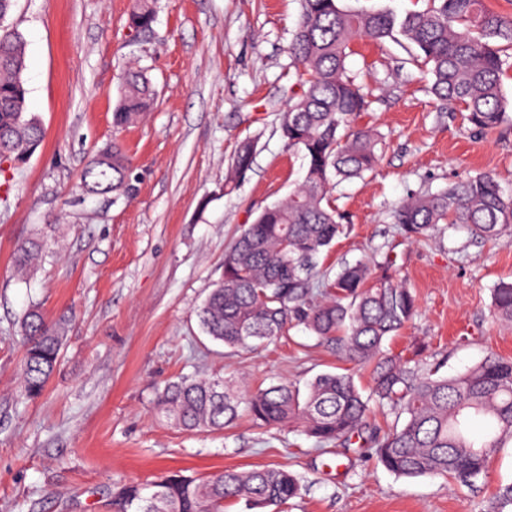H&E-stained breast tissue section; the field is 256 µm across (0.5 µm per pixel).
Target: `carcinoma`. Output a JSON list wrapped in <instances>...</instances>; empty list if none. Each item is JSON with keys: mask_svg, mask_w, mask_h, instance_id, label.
Returning a JSON list of instances; mask_svg holds the SVG:
<instances>
[{"mask_svg": "<svg viewBox=\"0 0 512 512\" xmlns=\"http://www.w3.org/2000/svg\"><path fill=\"white\" fill-rule=\"evenodd\" d=\"M430 9L399 15L388 8L360 11L339 0H302V13L290 52L301 65L298 91L280 118V135L302 153L304 180L283 201L259 212L224 251V276L197 311L202 331L235 351H250L302 325L340 359L369 372V392L350 374L325 372L300 389L279 382L242 391L226 379L180 377L156 393L160 413L183 431L221 430L248 415L260 426L302 425L322 444L349 443L367 428L370 405L392 417L388 432L372 433L378 461L397 477L446 476L471 486L486 475L491 457L512 441V359L490 355L464 372L440 374L443 364L383 353V343L417 313L409 288L394 280L389 255L380 261L347 264L337 274L319 266L342 232L343 215L332 193L343 181L362 179L379 160L381 136L356 128L368 111L369 91L348 75L352 42L402 38L415 49L410 63L431 74L430 92L464 111L472 129L491 132L512 121L503 78L512 50V18L500 16L484 0H432ZM15 0H0V152L19 162L35 152L43 129L28 112L23 80L26 47L22 34L6 24ZM153 0H134L128 28L152 29ZM157 91L141 68L124 76L112 112L116 128L127 127L150 111ZM253 146L236 152L233 176L250 170ZM81 190L95 195L130 190V162L117 144L93 155ZM400 234L429 237L441 225L461 227L487 241L512 237V196L490 175L468 177L448 189L408 198L393 211ZM36 245L20 243L15 266L32 263ZM493 312L512 323V282L494 288ZM25 356L21 386L40 396L59 362L62 336L37 308L21 321ZM486 425L484 438L470 436L474 419ZM298 477L283 468L222 470L196 479L162 476L146 484L122 485L120 512H225L244 504L248 512L282 508L300 495Z\"/></svg>", "mask_w": 512, "mask_h": 512, "instance_id": "obj_1", "label": "carcinoma"}]
</instances>
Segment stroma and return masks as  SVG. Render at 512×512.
<instances>
[{
	"mask_svg": "<svg viewBox=\"0 0 512 512\" xmlns=\"http://www.w3.org/2000/svg\"><path fill=\"white\" fill-rule=\"evenodd\" d=\"M150 33L127 26L133 0H17L8 24L26 41L28 110L44 140L0 184V512H114L112 494L164 472L198 478L233 468L288 469L303 489L288 512H494L512 484V442L486 477L460 488L442 477L399 478L373 449L318 446L303 428L240 417L185 432L158 413L157 388L181 376L232 378L250 388L305 384L348 364L304 327L246 353L205 336L196 311L221 280L224 250L306 173L279 134L294 63L300 0H154ZM406 43L355 41L348 71L373 90L361 124L385 138L365 179L332 196L347 229L325 265L390 253L418 312L384 348L444 361L445 375L489 354L512 358V324L492 313L512 280V244L465 230L408 239L392 211L407 196L489 174L512 195V123L473 132L456 106L428 93ZM149 70L157 101L123 129L112 110L130 63ZM253 165L225 192L238 145ZM120 144L132 193L89 196L78 184L95 151ZM39 240V263L13 272L15 246ZM38 307L60 327L62 357L41 396L26 398L20 323Z\"/></svg>",
	"mask_w": 512,
	"mask_h": 512,
	"instance_id": "obj_1",
	"label": "stroma"
}]
</instances>
